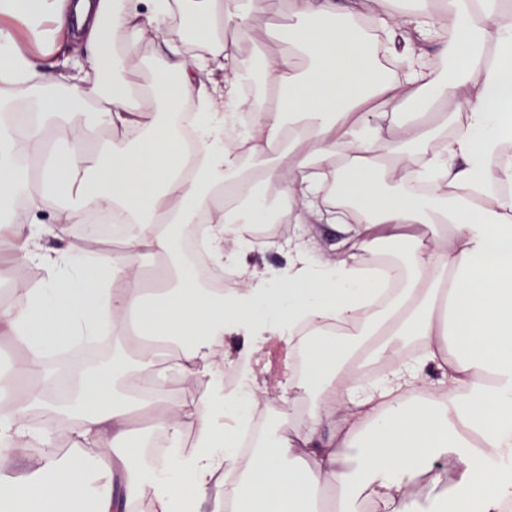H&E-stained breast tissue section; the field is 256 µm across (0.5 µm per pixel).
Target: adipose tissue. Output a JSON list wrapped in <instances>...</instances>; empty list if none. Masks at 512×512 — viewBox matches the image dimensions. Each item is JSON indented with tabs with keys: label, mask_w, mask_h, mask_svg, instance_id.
<instances>
[{
	"label": "adipose tissue",
	"mask_w": 512,
	"mask_h": 512,
	"mask_svg": "<svg viewBox=\"0 0 512 512\" xmlns=\"http://www.w3.org/2000/svg\"><path fill=\"white\" fill-rule=\"evenodd\" d=\"M262 0H0V253L41 267L39 288L16 286L0 306V334L24 347L0 397V512H503L512 502V0H416L410 14L375 11L370 0H287L296 21L288 53L263 55V104L241 95L249 66L235 45L253 38ZM180 24L186 38L164 29ZM149 84L133 88L117 72L147 36ZM83 49L62 76L58 39ZM452 59L458 77L437 78L431 52ZM191 97L195 150L157 125L174 94ZM417 98L429 104L473 99L451 114V136L418 153L373 152L391 115ZM114 131L106 156L87 166L97 128ZM351 156L339 163L337 147ZM288 154V184L276 221L339 224L345 251L323 257L304 234L288 239L284 265L262 271L254 222L266 206L244 157ZM421 180L411 197L392 183ZM233 187L236 206L218 198ZM63 199L49 209L48 197ZM478 223H467L474 200ZM108 212L126 225V251L105 261L71 246L46 247L62 225ZM206 227V254L234 288H200L176 261L177 233ZM403 252L404 273L381 304L360 268L388 250ZM165 264L170 288L143 287L141 254ZM147 341L110 367L79 374L65 416H56L46 361L59 343L115 330L129 341L126 315ZM370 341H332L334 329ZM422 341L409 354L408 337ZM306 351L307 375L286 370L290 393L307 399L290 425L265 429L249 462L241 433L268 407L259 396L256 354L271 338ZM234 342L225 359L222 348ZM174 373L200 386L183 398L161 386L137 400L114 382L149 376L171 344ZM377 365L363 379L365 363ZM236 382L224 384L225 371ZM47 413L42 428L33 411ZM147 413L172 448L143 462L133 413ZM75 446L65 458L59 435ZM41 444L39 462L15 460ZM455 454L458 481L444 484L437 460ZM426 488L425 498L412 495ZM335 499H328V491Z\"/></svg>",
	"instance_id": "1"
}]
</instances>
